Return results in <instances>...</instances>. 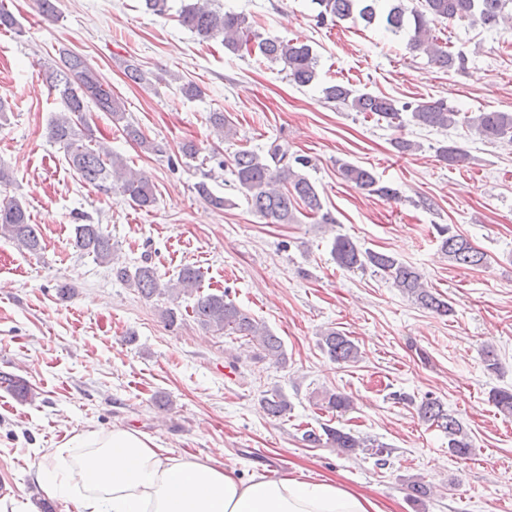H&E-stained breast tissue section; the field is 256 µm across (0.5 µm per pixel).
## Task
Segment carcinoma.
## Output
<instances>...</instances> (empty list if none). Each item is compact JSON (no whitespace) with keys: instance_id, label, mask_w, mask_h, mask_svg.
Returning <instances> with one entry per match:
<instances>
[{"instance_id":"carcinoma-1","label":"carcinoma","mask_w":512,"mask_h":512,"mask_svg":"<svg viewBox=\"0 0 512 512\" xmlns=\"http://www.w3.org/2000/svg\"><path fill=\"white\" fill-rule=\"evenodd\" d=\"M316 5L318 21L339 22L360 20L365 25L378 23L394 36H404L415 51L424 53L430 63L444 71L461 68L465 57L449 50L435 35V24L443 20L470 21L493 27L509 18L506 8L512 0H422L421 7L409 9L403 0H312ZM179 24L205 40H219L224 48L256 56L260 62L279 63L288 72V79L298 86H308L317 78L319 60L310 45L294 39L277 36L262 37L253 30L247 16L232 11H221L208 6L207 0H190L178 13ZM46 81L58 92L63 110L47 128L50 140L61 145L69 166L86 183L110 194L115 192L135 206L147 210L156 203L155 186L144 173L131 170L124 159L94 139L86 120L89 104L111 116L112 122L122 125L127 139L141 150L155 151V145L141 129L127 120L125 104L112 95L100 74L80 54L63 49L60 62L49 66ZM325 99L369 116L385 119L388 123L400 119V112L411 111V119L418 125L446 128L456 123L458 112L443 99L423 101L411 106L399 105L386 96L358 93L341 83H331L322 88ZM218 139L234 135L229 121L222 112L209 114ZM467 124L488 140L512 139V113L478 112L469 117ZM443 160L454 166L463 163L467 154L456 146H443L439 150ZM302 166L308 160L299 156L288 160V147L272 142L265 155L240 150L230 162L237 188L251 203L253 211L269 224L296 222L297 206L319 217L322 224L335 223L330 213L323 211V203L315 185L295 171L292 163ZM344 178L357 188L387 201L399 199L397 189L383 184L372 171L345 164ZM199 196L216 209H223L230 200L214 195L207 183L196 185ZM0 236L13 240L30 253L43 249L38 227L29 223L26 208L16 198L0 203ZM440 250L453 263L464 267H484L489 260L486 253L472 245L465 236L447 227L438 228ZM73 246L83 255H91L101 263L113 262L112 235L100 224L75 226ZM332 254L336 264L348 271L371 268L387 277L392 285L416 304L439 316L451 312L448 301L429 290L418 269L393 254L362 249L345 236L336 237ZM115 276L125 284L137 288L146 298L166 295L175 301L182 295L193 297L191 314L194 321L205 330L229 332L249 337L261 351L262 358L276 364L285 362V351L280 337L265 325L238 307L226 292L202 291L203 273L192 265L183 266L176 282L162 283L154 265L143 261L134 269L118 267ZM322 348L334 363L358 361L361 351L358 344L334 329L322 336ZM0 389L16 396L22 402L31 401L35 393L27 382L13 374L0 372ZM494 405L504 414L512 415V391L495 390L491 395ZM323 403L329 412H345L352 400L345 394L324 392ZM267 414L279 418L288 411V399L273 391L263 400ZM422 419L448 433V448L453 455L466 458L472 453V444L461 422L445 410L437 399L428 398L419 407ZM323 434L306 435L313 444L325 442L338 452L352 456L358 451H368L377 457L388 452L382 444H375L330 425H323Z\"/></svg>"}]
</instances>
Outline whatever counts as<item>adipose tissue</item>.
<instances>
[{"label":"adipose tissue","mask_w":512,"mask_h":512,"mask_svg":"<svg viewBox=\"0 0 512 512\" xmlns=\"http://www.w3.org/2000/svg\"><path fill=\"white\" fill-rule=\"evenodd\" d=\"M35 480L78 512H380L331 480L244 481L210 461L168 456L150 436L117 426L72 436L39 462Z\"/></svg>","instance_id":"obj_1"}]
</instances>
